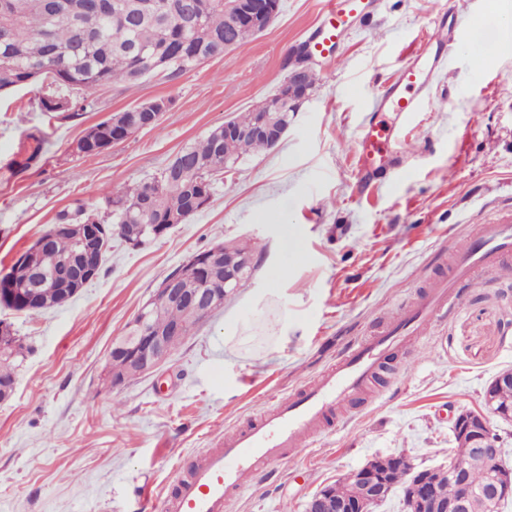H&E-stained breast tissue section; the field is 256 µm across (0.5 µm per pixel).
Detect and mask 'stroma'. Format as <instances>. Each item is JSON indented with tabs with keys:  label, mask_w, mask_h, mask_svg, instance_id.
Returning a JSON list of instances; mask_svg holds the SVG:
<instances>
[{
	"label": "stroma",
	"mask_w": 512,
	"mask_h": 512,
	"mask_svg": "<svg viewBox=\"0 0 512 512\" xmlns=\"http://www.w3.org/2000/svg\"><path fill=\"white\" fill-rule=\"evenodd\" d=\"M319 10L320 0H281L275 21L224 57L172 82L100 90L71 119L37 111L35 86L1 97L0 275L60 211L102 208L105 193L158 176L183 147L274 94ZM446 10L455 23L444 60L424 110L399 133L407 158L364 183L361 128ZM488 26L485 0H376L337 55L311 62L316 88L282 141L225 170L208 208L140 249L113 239L97 278L63 307L25 315L0 306L30 348L0 402V512H165L202 449L223 445L416 301L474 225L511 220L512 49L478 65L468 44L473 28ZM156 98L169 109L155 128L99 155L74 151L89 125ZM229 242L251 246V280L159 372L106 387L113 340L161 281ZM392 366L385 390L349 404L225 512H305L319 488L379 455L447 464L450 413L482 409L486 385L512 369V258Z\"/></svg>",
	"instance_id": "stroma-1"
}]
</instances>
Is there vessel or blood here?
<instances>
[{"label":"vessel or blood","mask_w":512,"mask_h":512,"mask_svg":"<svg viewBox=\"0 0 512 512\" xmlns=\"http://www.w3.org/2000/svg\"><path fill=\"white\" fill-rule=\"evenodd\" d=\"M369 0H322V21L306 41V52L322 54L342 41L349 17L362 13ZM446 20H439L426 37L425 47L407 61L382 95V109L398 120H372L359 139V162L365 179H374L396 164L399 150L393 143L399 122L421 111V90L443 60ZM512 255V221L477 225L458 245L446 279L433 282L430 290L410 308L401 310L385 330L361 342L335 366L312 383L288 396L275 399L250 426L228 438L223 448L207 452L189 471L182 473L176 491L167 502L168 512H225L231 497L243 490L246 478L261 467L299 453L303 443L319 437L327 418L337 408L364 391L379 373L389 348L444 319L455 304L458 287H474L502 259Z\"/></svg>","instance_id":"obj_1"}]
</instances>
